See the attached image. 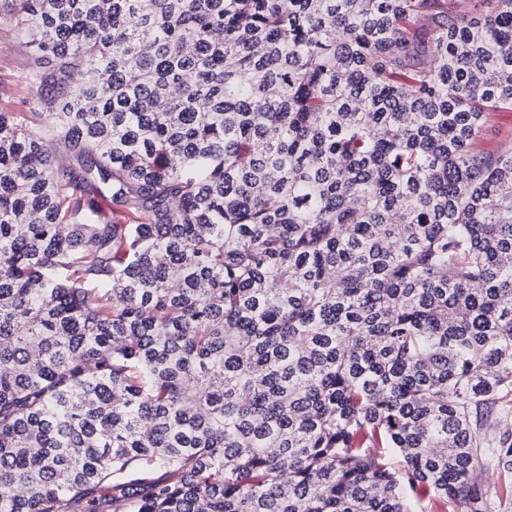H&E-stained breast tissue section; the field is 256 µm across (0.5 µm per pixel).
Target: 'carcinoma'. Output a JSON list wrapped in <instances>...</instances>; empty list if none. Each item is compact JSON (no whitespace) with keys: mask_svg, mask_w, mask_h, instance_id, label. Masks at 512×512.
Masks as SVG:
<instances>
[{"mask_svg":"<svg viewBox=\"0 0 512 512\" xmlns=\"http://www.w3.org/2000/svg\"><path fill=\"white\" fill-rule=\"evenodd\" d=\"M3 14L0 512H512V0ZM9 19L0 21V108L6 112H41L39 90L28 83L34 48ZM509 138L512 140V111L493 112L483 129L481 145L493 150Z\"/></svg>","mask_w":512,"mask_h":512,"instance_id":"1","label":"carcinoma"}]
</instances>
